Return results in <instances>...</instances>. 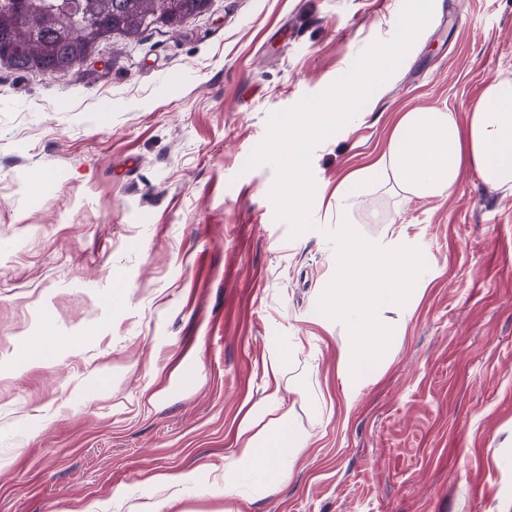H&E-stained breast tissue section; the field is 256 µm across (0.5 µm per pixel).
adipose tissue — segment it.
<instances>
[{
	"instance_id": "adipose-tissue-1",
	"label": "adipose tissue",
	"mask_w": 512,
	"mask_h": 512,
	"mask_svg": "<svg viewBox=\"0 0 512 512\" xmlns=\"http://www.w3.org/2000/svg\"><path fill=\"white\" fill-rule=\"evenodd\" d=\"M392 146L373 164L347 174L327 197L326 210L341 224L336 248V279L327 311L346 327L338 372L350 374L386 353L394 331L387 312H400L419 290L414 262L393 242L364 241L350 227L355 197L375 178L407 198H441L453 191L464 170L474 171L489 190L512 194V81L490 82L479 102L458 122L455 113L437 108L400 115L391 132ZM240 434L238 463L224 467V492L232 494L238 465L263 473L269 489L289 480L277 469L283 458H297L302 433L283 416L251 412Z\"/></svg>"
}]
</instances>
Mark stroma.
Masks as SVG:
<instances>
[{"instance_id":"1","label":"stroma","mask_w":512,"mask_h":512,"mask_svg":"<svg viewBox=\"0 0 512 512\" xmlns=\"http://www.w3.org/2000/svg\"><path fill=\"white\" fill-rule=\"evenodd\" d=\"M401 7L211 0L64 77L0 63V512H512V195L466 170L444 198L358 196L356 233L403 225L421 289L345 383L323 308L336 226L316 204L290 238L273 167H245L269 114L390 39ZM506 77L512 0H433L315 148L317 187L387 152L399 113L464 117ZM275 390L306 446L279 492L243 466L225 496L241 420Z\"/></svg>"}]
</instances>
